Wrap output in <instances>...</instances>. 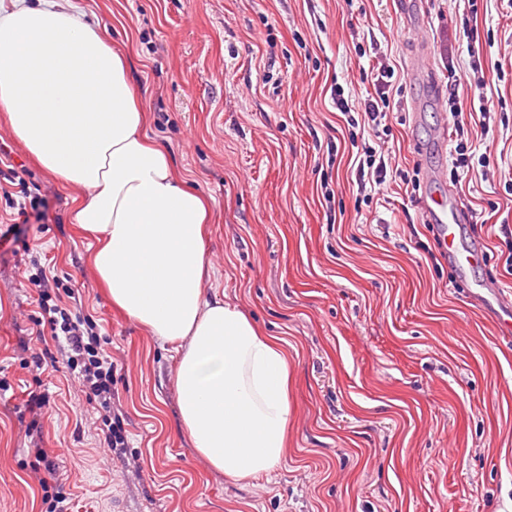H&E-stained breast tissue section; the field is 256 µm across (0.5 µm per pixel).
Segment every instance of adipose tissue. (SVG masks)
Instances as JSON below:
<instances>
[{
    "label": "adipose tissue",
    "instance_id": "adipose-tissue-1",
    "mask_svg": "<svg viewBox=\"0 0 512 512\" xmlns=\"http://www.w3.org/2000/svg\"><path fill=\"white\" fill-rule=\"evenodd\" d=\"M0 117L62 187L83 188L72 221L113 303L171 345L197 455L232 480L272 474L291 418L288 352L203 292L205 199L148 139L125 56L73 0H0Z\"/></svg>",
    "mask_w": 512,
    "mask_h": 512
}]
</instances>
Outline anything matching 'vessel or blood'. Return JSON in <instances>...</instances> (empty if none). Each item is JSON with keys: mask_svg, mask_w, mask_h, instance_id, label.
<instances>
[{"mask_svg": "<svg viewBox=\"0 0 512 512\" xmlns=\"http://www.w3.org/2000/svg\"><path fill=\"white\" fill-rule=\"evenodd\" d=\"M423 183L426 193L421 201V212L426 222L432 224L439 239L441 249L458 271L480 262L483 246L474 242L462 245L459 237L460 224L466 223L467 214L460 208L455 192L448 188L443 171L432 165L422 167ZM491 299L485 308L491 313L499 326L512 323V297L504 295L498 289H490Z\"/></svg>", "mask_w": 512, "mask_h": 512, "instance_id": "1", "label": "vessel or blood"}]
</instances>
